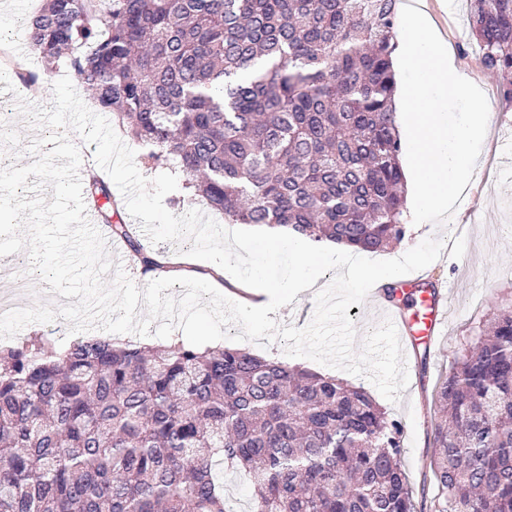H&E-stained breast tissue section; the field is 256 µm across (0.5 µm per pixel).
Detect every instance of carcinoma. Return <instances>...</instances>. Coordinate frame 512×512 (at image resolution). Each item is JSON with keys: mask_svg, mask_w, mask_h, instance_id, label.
Returning <instances> with one entry per match:
<instances>
[{"mask_svg": "<svg viewBox=\"0 0 512 512\" xmlns=\"http://www.w3.org/2000/svg\"><path fill=\"white\" fill-rule=\"evenodd\" d=\"M398 2L44 0L25 34L230 222L375 253L407 233ZM467 23L512 103V0H469ZM89 191L164 268L111 222L110 182ZM435 404V512H512V311ZM400 433L363 387L239 348L0 345V512H232L216 458L248 473L251 512H415Z\"/></svg>", "mask_w": 512, "mask_h": 512, "instance_id": "obj_1", "label": "carcinoma"}]
</instances>
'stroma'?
I'll return each instance as SVG.
<instances>
[{
    "instance_id": "35a3bbf8",
    "label": "stroma",
    "mask_w": 512,
    "mask_h": 512,
    "mask_svg": "<svg viewBox=\"0 0 512 512\" xmlns=\"http://www.w3.org/2000/svg\"><path fill=\"white\" fill-rule=\"evenodd\" d=\"M440 33L446 39L457 67L472 78L484 92L489 105L490 132L483 143L480 162H493L496 174L483 178L475 174L466 188L475 204L459 206L452 217L462 227L460 237H453L447 226L409 225L403 241L380 252V259H395L419 244L436 237L445 241L439 259L425 272L437 286H449L448 323L436 347L427 356L428 373L424 382L410 381L398 402L380 399L379 404L390 419L400 423L401 462L412 488L417 512H433L434 488H422L423 474L431 450L428 437L434 412L431 395L439 381L450 372L462 350L473 345L490 318L512 309V105L499 96L496 78L487 74L469 42L467 0H425ZM40 70L35 56L19 53L17 45L0 52V86L8 88L12 106L10 126L17 133L29 128L16 104L14 78L10 66ZM20 298L23 306L65 304V297L50 293L47 283L30 271L27 253L0 259V297Z\"/></svg>"
}]
</instances>
